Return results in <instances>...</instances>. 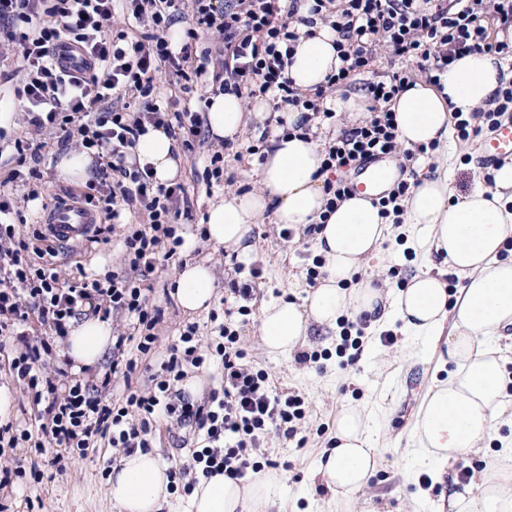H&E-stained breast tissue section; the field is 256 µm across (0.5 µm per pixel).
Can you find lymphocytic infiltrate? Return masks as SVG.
<instances>
[{"mask_svg":"<svg viewBox=\"0 0 512 512\" xmlns=\"http://www.w3.org/2000/svg\"><path fill=\"white\" fill-rule=\"evenodd\" d=\"M490 13L502 28H512V0H0V55L21 53L24 74L16 96L35 128L34 137L17 141L6 182L41 180L33 162L57 143L93 154L99 160L96 176L73 199L104 219L92 242L116 232L123 239L121 269L95 279L40 263L46 239L41 225L12 223L17 201L0 191V353L10 375L23 382L41 431L36 440L29 430L17 433L12 424H0V445L28 441L35 456L26 468L0 467V489L15 476L42 481L38 459L51 443L58 447V463L85 456L103 439L126 454L149 451L161 416L194 439L189 463L169 472L173 486L191 491L202 475L239 480L263 469L251 456L260 435L274 430L294 437L305 416L304 399L279 393L266 371L249 364L229 321L210 342L197 325H186L151 375L150 387L135 384L163 316L143 282L157 259H172L182 247L177 221L190 209L182 184L157 183L150 166L127 164L126 157L150 127L194 151L203 125L179 95L158 103L159 73L182 78V93L191 92L190 78L202 77L216 94L268 96L275 109L289 105L299 111L293 125L306 132L313 119L335 117L328 102L333 91L353 74L371 72L380 50L391 52L397 68L364 85L368 118L338 129L325 148L321 170L329 175L326 208L332 211L352 191L343 168L396 153L391 103L412 83L414 69L433 84L437 72L470 53L512 58L511 42L488 39ZM183 19L189 22L186 40L176 49L167 33ZM319 23L335 33L341 65L306 94L294 87L287 68L304 29ZM205 35L217 48H198ZM511 110L508 85L497 90L494 108L457 118L455 128L461 138L476 137L494 130ZM125 209L137 215L136 223L121 222ZM90 316L117 321L108 370L76 376L66 359L47 368L46 357L68 336L71 322ZM34 321L43 334L29 332ZM205 365L218 367L223 385L195 403L178 384L187 367ZM116 385L119 397L106 399Z\"/></svg>","mask_w":512,"mask_h":512,"instance_id":"obj_1","label":"lymphocytic infiltrate"}]
</instances>
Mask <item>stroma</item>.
Returning <instances> with one entry per match:
<instances>
[{
  "mask_svg": "<svg viewBox=\"0 0 512 512\" xmlns=\"http://www.w3.org/2000/svg\"><path fill=\"white\" fill-rule=\"evenodd\" d=\"M481 143L478 137L464 141L453 136L448 141V165L458 192L467 191L479 172L472 158ZM218 145V140L211 138L195 153H183L179 175L191 205V216L182 220L181 230L196 238L183 258L205 261L212 267L215 302L209 311L192 317L183 314L170 295L178 265L171 260L158 261L148 280L149 300L163 309L164 316L155 329L159 340L147 359L151 365L158 364L186 324L196 323L200 335H216L217 319L223 316L225 301L231 296L227 257L222 256L220 248L199 239L198 233L212 203L222 200L231 190L257 187L258 176L252 155L238 159L228 149L224 152V176L233 179V186H207L203 179L207 151ZM66 154V149L56 146L40 162L44 189L38 199H28L26 185H8L7 190L18 198L19 211L27 223H38L45 205L62 190L82 191V184L70 182L58 172L57 165ZM254 235L258 239L256 265L261 269L260 277L254 281L255 306L280 297L305 296L311 289L306 269L315 256L310 235L286 239L278 225L267 221L255 228ZM121 249V241L115 237L96 252L79 247L57 250L54 260L80 266L92 276L118 265ZM404 251L400 241L384 243L379 256L366 266V273L388 289L403 286L420 265L419 259L406 258ZM234 321L250 364L267 371L278 390L305 400L306 415L296 437L288 439L270 433L260 438L261 452L276 460L279 470L288 476L284 512H364L369 501L381 512H435L440 497L448 491L449 476L421 461L415 446V423L429 388L448 380L456 369L444 344L408 336L396 323L392 326L395 344L382 345L378 331L373 330L354 364L344 367L333 357L318 365L302 363L294 357L269 356L262 346L259 314L238 315ZM348 406L368 416L380 457L369 487L352 499L331 492L313 477L319 457L331 446L336 417ZM115 457V451L104 446L89 449L84 458L67 464L54 480L40 484L21 480L1 490L0 503L6 505L7 512H120L106 493L107 464ZM425 476L432 481L427 488L420 483Z\"/></svg>",
  "mask_w": 512,
  "mask_h": 512,
  "instance_id": "35a3bbf8",
  "label": "stroma"
}]
</instances>
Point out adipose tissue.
Wrapping results in <instances>:
<instances>
[{
    "label": "adipose tissue",
    "mask_w": 512,
    "mask_h": 512,
    "mask_svg": "<svg viewBox=\"0 0 512 512\" xmlns=\"http://www.w3.org/2000/svg\"><path fill=\"white\" fill-rule=\"evenodd\" d=\"M335 40L334 32L322 24L298 40L288 68L297 88L315 89L339 68ZM440 78L437 88L412 83L393 105L401 146L433 144L440 154L434 174L411 185L401 219L382 216L379 206L361 192L326 213L320 144L296 132L279 133L254 162L260 189L212 205L205 235L247 263L257 254L254 229L265 213L288 229L321 224L314 248L326 265L318 287L301 299L280 298L262 306L260 336L269 355H290L305 343L311 326L332 329L345 315L367 316L379 327L398 321L413 336H445L457 370L427 394L416 425V444L423 455L445 468L468 463L481 452L499 418L512 408L505 383L507 359L499 344L512 328V258L500 256L512 237V164L497 170L493 186L478 181L466 193H457L448 175L452 115L489 107L507 75L497 56L475 53L453 62ZM252 117L265 119V104L249 112L235 95L211 98L208 127L216 137L235 138ZM179 150L166 132L151 129L139 137L133 153L140 163L151 164L156 180L166 184L179 174ZM400 222L418 227L423 267L404 288L386 297L360 272L397 235ZM440 263L457 276L456 290H449L436 272ZM214 281L206 264H184L175 281L179 306L189 312L209 309ZM111 343L109 323L88 319L71 328L65 354L77 366L93 367ZM334 438L315 473L334 493L357 495L377 470L378 450L364 415L352 407L343 409ZM286 481L276 471L252 474L245 483L221 475L202 477L183 512H269L282 502ZM169 486L159 455L138 450L119 458L107 493L120 512H160L172 496ZM448 512H512V469L490 465L468 484L450 485Z\"/></svg>",
    "instance_id": "ef3b65f1"
}]
</instances>
